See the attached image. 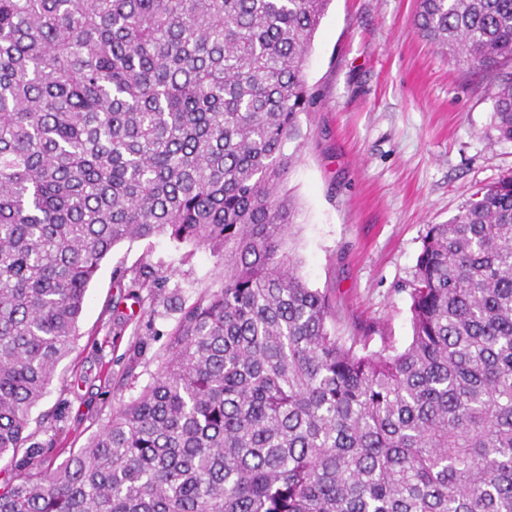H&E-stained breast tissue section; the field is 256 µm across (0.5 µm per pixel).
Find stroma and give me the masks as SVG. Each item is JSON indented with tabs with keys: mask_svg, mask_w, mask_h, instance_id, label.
<instances>
[{
	"mask_svg": "<svg viewBox=\"0 0 512 512\" xmlns=\"http://www.w3.org/2000/svg\"><path fill=\"white\" fill-rule=\"evenodd\" d=\"M416 0H331L315 34L302 118L306 146L288 175L299 217L288 246L309 287L335 294L337 335L376 324L411 340L409 285L428 225L512 171V143L489 130L495 74L438 51L415 31ZM223 260L167 237L125 240L86 292L74 350L33 408L32 442L61 457L113 406L148 385L180 310L222 285ZM162 287L133 286L139 273Z\"/></svg>",
	"mask_w": 512,
	"mask_h": 512,
	"instance_id": "obj_1",
	"label": "stroma"
}]
</instances>
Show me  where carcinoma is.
Here are the masks:
<instances>
[{"mask_svg":"<svg viewBox=\"0 0 512 512\" xmlns=\"http://www.w3.org/2000/svg\"><path fill=\"white\" fill-rule=\"evenodd\" d=\"M328 3L0 0V512H512V172L428 225L402 350L336 335L286 250ZM414 26L496 72L512 142V0H417ZM153 236L224 283L59 463L31 410L103 259Z\"/></svg>","mask_w":512,"mask_h":512,"instance_id":"cac0c4a2","label":"carcinoma"}]
</instances>
